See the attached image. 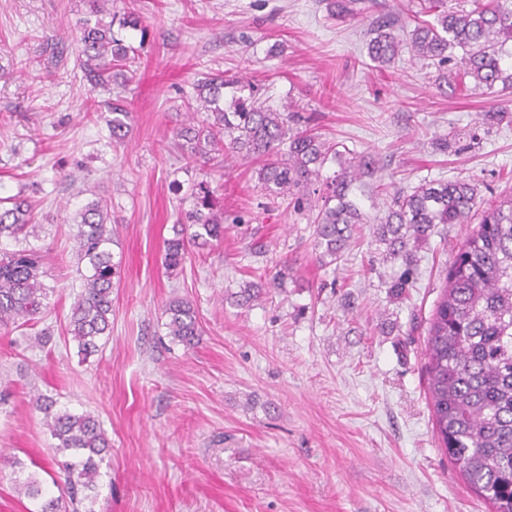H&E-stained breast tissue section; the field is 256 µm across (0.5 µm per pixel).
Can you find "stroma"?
I'll return each mask as SVG.
<instances>
[{"label": "stroma", "mask_w": 512, "mask_h": 512, "mask_svg": "<svg viewBox=\"0 0 512 512\" xmlns=\"http://www.w3.org/2000/svg\"><path fill=\"white\" fill-rule=\"evenodd\" d=\"M417 0H371L366 14L329 18L323 0H112L135 12L120 31L140 56L129 87H91L74 40L85 0H0V196L33 207L49 308L0 329V512H34L17 478L49 495L55 439L31 400L96 416L111 440L95 512H490L440 448L426 395L424 350L434 305L465 228L438 225L418 252L406 296L383 277L382 248L358 225L343 259L316 260L305 208L272 198L258 163L185 167L175 131L203 72L239 75L261 98L297 110L323 137L375 157L376 182L465 179L512 195V120L489 127L490 104L512 92L437 83L438 70L402 51L367 56L370 19L407 20ZM126 100V143L112 144L86 100ZM458 136L441 154L432 141ZM216 188L224 239L191 248L169 272L164 242L192 207L194 183ZM110 205L120 278L112 334L86 357L68 333L78 292L72 214ZM287 269L284 290L243 309L246 282ZM195 309L198 344L167 334L165 306Z\"/></svg>", "instance_id": "stroma-1"}]
</instances>
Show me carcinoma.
<instances>
[{
	"label": "carcinoma",
	"mask_w": 512,
	"mask_h": 512,
	"mask_svg": "<svg viewBox=\"0 0 512 512\" xmlns=\"http://www.w3.org/2000/svg\"><path fill=\"white\" fill-rule=\"evenodd\" d=\"M110 0H87L89 17L80 22L77 44L85 57V77L93 86H108L112 79L127 85L140 67L139 58L113 31L137 29L132 15L117 18L104 9ZM469 7L449 0H419L407 32L411 53L439 68L451 64L460 82L472 80L489 94L512 89V0H468ZM359 0H327L332 16L354 18L361 13ZM110 16L104 22V16ZM398 20L379 17L374 37L367 44L370 60L379 66L393 64L401 54L403 39ZM462 56L456 57L455 50ZM194 94L185 108L190 120L176 131V140L190 164L224 158L260 161L258 184L273 197H290L302 203L300 193L322 183V205L313 219L318 262L340 260L358 224L372 226L376 241L385 245L383 260L400 263L386 284L404 295L416 275L415 252L427 243L439 224H471L448 268L445 284L435 304L427 330L425 374L433 428L441 447L459 467L467 486L487 501L493 512H512V197L486 200L478 185L466 180H421L408 190L385 193L384 215L369 216L357 195L360 184L372 178L375 160L369 154L339 150L319 135L298 130L302 115L277 112L258 97L245 78L227 79L204 73L193 84ZM230 99H224V92ZM106 106L114 144L125 141L131 130V112L116 98ZM338 170L322 178L329 161ZM107 203L97 198L77 209L71 218L80 272L81 292L69 318V332L79 352L89 357L98 340L112 331V288L119 263L113 260L114 231L109 228ZM32 208L19 195L0 198V327L27 324L48 307L39 250L28 242ZM164 262L168 270L183 267L192 241L224 239V212L218 209L215 190L208 181L197 184L194 206L187 222L172 227ZM10 241L14 249L1 247ZM285 287V273L260 283H248L233 295L239 307L259 300L265 288ZM172 340L187 348L201 336L190 303L175 298L165 309ZM32 405L44 413V424L57 440L55 453L71 454L63 465L59 495L43 500L37 512H67L65 502L94 512L92 495L100 477V464L110 442L98 420L88 413L52 411L54 402L39 395ZM18 490L31 499L43 495L41 482L32 476L17 480Z\"/></svg>",
	"instance_id": "carcinoma-1"
}]
</instances>
